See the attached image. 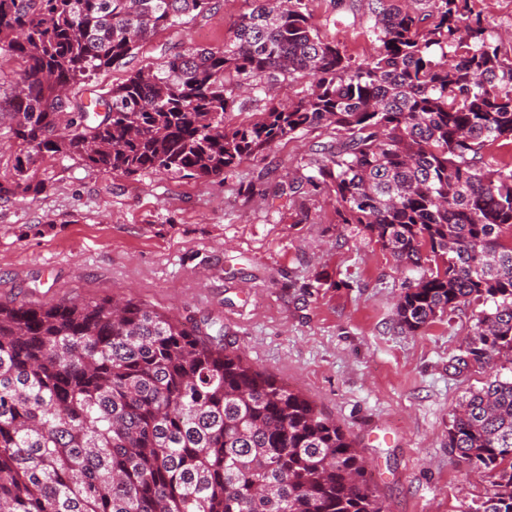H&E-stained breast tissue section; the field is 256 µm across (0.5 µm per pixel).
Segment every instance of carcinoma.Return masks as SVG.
<instances>
[{"label": "carcinoma", "instance_id": "1", "mask_svg": "<svg viewBox=\"0 0 512 512\" xmlns=\"http://www.w3.org/2000/svg\"><path fill=\"white\" fill-rule=\"evenodd\" d=\"M222 48L189 47L104 94L158 30L212 0H0V49L22 61L8 100L13 185L31 165L76 158L102 172L209 181L274 143L322 127L300 184H324L405 268L396 304L414 333L481 307L455 361H512V57L467 0L418 14L369 0L376 55L322 37L308 0H253ZM312 78L310 92L233 126V88ZM89 93L72 101L71 88ZM448 448L486 471L474 512H512V378L453 414ZM0 512H384L336 423L206 329L132 299L0 304Z\"/></svg>", "mask_w": 512, "mask_h": 512}]
</instances>
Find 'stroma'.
Instances as JSON below:
<instances>
[{"mask_svg": "<svg viewBox=\"0 0 512 512\" xmlns=\"http://www.w3.org/2000/svg\"><path fill=\"white\" fill-rule=\"evenodd\" d=\"M253 0H214L211 12L159 32L126 68L93 79L107 92L128 73L229 39ZM322 36L357 61L372 59L368 0H311ZM512 56V0H468ZM309 89L266 83L237 97L233 124ZM320 129L243 158L223 179L166 172L128 177L78 159L43 157L39 193L0 199V303L55 305L126 296L203 324L247 362L285 381L335 420L363 456L385 512H468L491 489L483 470L448 448L469 391L494 371L458 372L474 332L465 304L416 333L395 324L413 272L354 224L336 221L327 188L286 195L308 172Z\"/></svg>", "mask_w": 512, "mask_h": 512, "instance_id": "1", "label": "stroma"}]
</instances>
